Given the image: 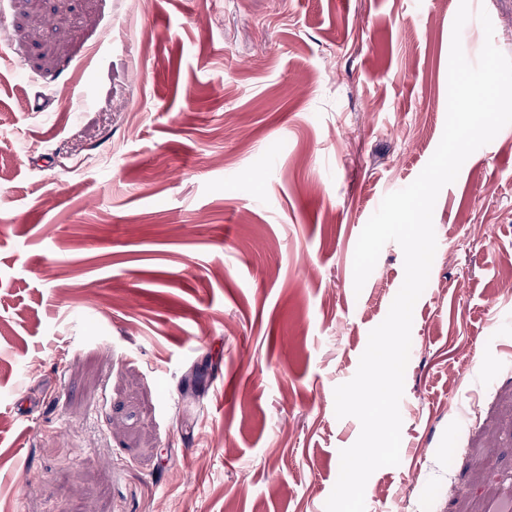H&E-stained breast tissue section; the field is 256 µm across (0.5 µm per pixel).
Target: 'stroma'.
Masks as SVG:
<instances>
[{
	"label": "stroma",
	"instance_id": "obj_1",
	"mask_svg": "<svg viewBox=\"0 0 512 512\" xmlns=\"http://www.w3.org/2000/svg\"><path fill=\"white\" fill-rule=\"evenodd\" d=\"M459 4L0 0V512H325L404 280L390 242L355 291L356 243L441 140ZM469 6L512 57V0ZM433 226L365 512L512 502V125Z\"/></svg>",
	"mask_w": 512,
	"mask_h": 512
}]
</instances>
